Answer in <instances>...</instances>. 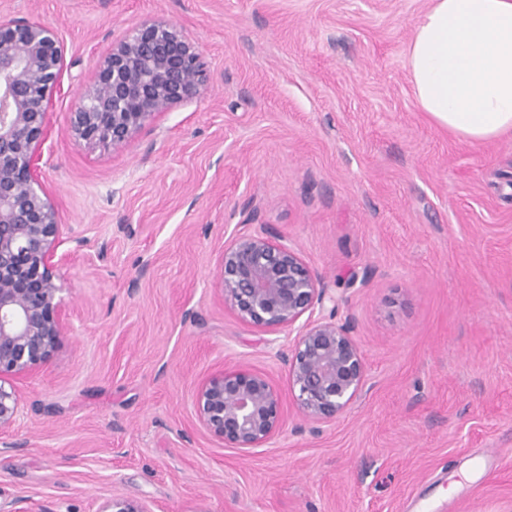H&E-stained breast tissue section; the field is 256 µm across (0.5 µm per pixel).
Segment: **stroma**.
I'll return each instance as SVG.
<instances>
[{"mask_svg":"<svg viewBox=\"0 0 512 512\" xmlns=\"http://www.w3.org/2000/svg\"><path fill=\"white\" fill-rule=\"evenodd\" d=\"M428 0H0L57 29L65 67L40 175L66 239L68 330L16 387L0 512H512V136L456 138L420 112L405 49ZM201 48L207 91L124 145L69 114L149 19ZM297 249L365 364L335 421L298 411L295 339L224 301L235 237ZM278 389L263 447L195 416L211 375ZM99 512H153L148 502L125 496H112L106 498Z\"/></svg>","mask_w":512,"mask_h":512,"instance_id":"1","label":"stroma"}]
</instances>
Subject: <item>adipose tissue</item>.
Instances as JSON below:
<instances>
[{"instance_id":"ef3b65f1","label":"adipose tissue","mask_w":512,"mask_h":512,"mask_svg":"<svg viewBox=\"0 0 512 512\" xmlns=\"http://www.w3.org/2000/svg\"><path fill=\"white\" fill-rule=\"evenodd\" d=\"M405 61L438 127L477 143L512 134V0H430Z\"/></svg>"}]
</instances>
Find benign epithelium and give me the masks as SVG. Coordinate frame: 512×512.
<instances>
[{"mask_svg":"<svg viewBox=\"0 0 512 512\" xmlns=\"http://www.w3.org/2000/svg\"><path fill=\"white\" fill-rule=\"evenodd\" d=\"M64 50L40 22L0 19V431L20 410L9 380H20L53 356L66 332L62 296L64 240L55 202L37 174V151L51 98L61 85ZM203 53L183 30L147 20L99 63L94 83L69 119L73 139L117 147L155 114L206 89ZM224 301L268 330L302 322L288 354V376L301 414L316 423L341 415L362 391V355L345 326L314 317L325 288L301 255L265 234H246L219 262ZM199 424L226 448H260L283 426L282 400L263 374L225 370L195 395ZM99 512H153L148 502L105 499Z\"/></svg>","mask_w":512,"mask_h":512,"instance_id":"7a95c632","label":"benign epithelium"}]
</instances>
